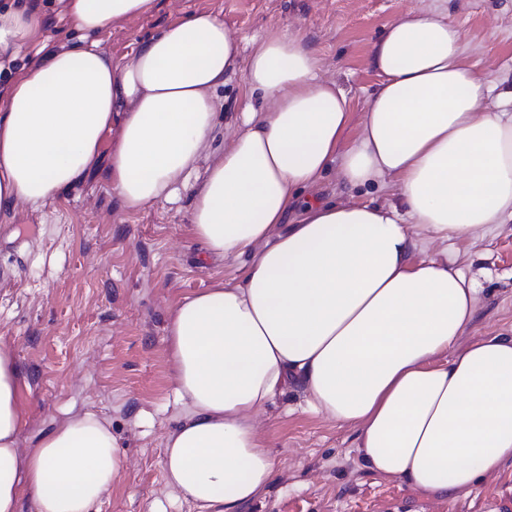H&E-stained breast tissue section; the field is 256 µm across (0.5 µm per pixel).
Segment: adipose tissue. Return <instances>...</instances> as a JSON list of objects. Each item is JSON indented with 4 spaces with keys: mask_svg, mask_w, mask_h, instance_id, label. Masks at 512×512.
Instances as JSON below:
<instances>
[{
    "mask_svg": "<svg viewBox=\"0 0 512 512\" xmlns=\"http://www.w3.org/2000/svg\"><path fill=\"white\" fill-rule=\"evenodd\" d=\"M153 7L66 0L84 37L57 50L39 0H0V63L42 56L0 106V208L39 206L95 167L130 211L174 202L196 176L239 47L223 19L197 13L113 64L93 33ZM371 63L376 90L352 136L347 95L299 33L270 35L245 62L263 109L245 108L208 168L191 234L209 257L253 260L185 297L169 324L184 413L162 470L191 512H239L270 483L277 462L257 417L292 380L308 411L357 430L365 467L417 490L471 487L512 460V336L455 353L483 293L428 253L512 223V88L486 107L461 27L435 10L389 24ZM331 169L396 203L306 198ZM20 381L1 344L0 512H92L126 464L118 438L86 411L22 452Z\"/></svg>",
    "mask_w": 512,
    "mask_h": 512,
    "instance_id": "1",
    "label": "adipose tissue"
}]
</instances>
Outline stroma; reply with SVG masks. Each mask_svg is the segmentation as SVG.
<instances>
[{"instance_id":"35a3bbf8","label":"stroma","mask_w":512,"mask_h":512,"mask_svg":"<svg viewBox=\"0 0 512 512\" xmlns=\"http://www.w3.org/2000/svg\"><path fill=\"white\" fill-rule=\"evenodd\" d=\"M439 6L459 21L465 59L486 81L512 87V0H156L153 11L97 35L113 63L131 59L165 26L199 12L224 21L249 56L269 35L295 30L319 58V73L347 94L353 123L366 112L377 76L370 51L385 27L413 9ZM219 134L206 152H224L223 132L241 125L242 67L224 77ZM191 180L174 203L124 210L106 184L88 176L33 207L0 210V341L23 372L18 440L33 448L64 411H96L112 423L127 464L98 512H189L165 483L164 436L183 414L174 400L167 350L172 311L212 283L239 277L249 256L206 257L190 232ZM449 265L476 275L484 302L460 336L465 349L484 336H512V224L483 240L434 247ZM296 384L270 404L260 423L277 469L241 512H484L512 496V461L479 485L423 493L363 464L357 432L302 408Z\"/></svg>"}]
</instances>
